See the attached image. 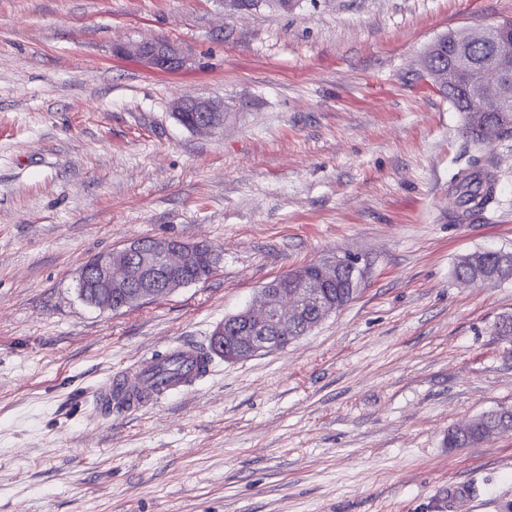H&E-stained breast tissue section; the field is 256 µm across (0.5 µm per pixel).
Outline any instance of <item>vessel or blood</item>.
I'll list each match as a JSON object with an SVG mask.
<instances>
[{"label": "vessel or blood", "instance_id": "vessel-or-blood-1", "mask_svg": "<svg viewBox=\"0 0 512 512\" xmlns=\"http://www.w3.org/2000/svg\"><path fill=\"white\" fill-rule=\"evenodd\" d=\"M179 362L181 373L168 377L163 373L166 360ZM208 361L202 347L181 343L138 359L132 371L114 376L101 384L96 400L102 411L134 412L153 402L183 393L207 374Z\"/></svg>", "mask_w": 512, "mask_h": 512}]
</instances>
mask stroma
Here are the masks:
<instances>
[{"label": "stroma", "mask_w": 512, "mask_h": 512, "mask_svg": "<svg viewBox=\"0 0 512 512\" xmlns=\"http://www.w3.org/2000/svg\"><path fill=\"white\" fill-rule=\"evenodd\" d=\"M512 0H0V512H512V433L449 430L512 406V282L457 259L512 251V138L476 144L420 77L448 31ZM179 44L165 73L120 57ZM177 96L224 101L196 134ZM496 179L459 219L461 173ZM207 243L205 281L117 312L77 293L93 255ZM358 257L357 297L287 348L146 409L92 392L142 356L207 345L267 282ZM118 52L136 57L159 70H175L184 63L179 47L167 40L132 43L120 47ZM454 275L461 280L485 279V281L465 280V282H481L484 284L512 280V253L493 250L469 253L457 261L454 267Z\"/></svg>", "instance_id": "obj_1"}]
</instances>
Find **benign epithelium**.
Returning <instances> with one entry per match:
<instances>
[{"mask_svg":"<svg viewBox=\"0 0 512 512\" xmlns=\"http://www.w3.org/2000/svg\"><path fill=\"white\" fill-rule=\"evenodd\" d=\"M512 29V19L496 25L461 29L448 33L452 43L492 44L498 52L501 69L512 71V40L505 33ZM433 41L425 50L421 63L435 84L453 90L480 103L482 112H501L512 100V90L491 80L486 73L467 75L458 81L456 68L437 69L430 64ZM119 53L136 57L159 70H175L184 63L177 45L167 40L140 42L120 47ZM172 115L191 132H214L224 127V102L202 97H180L171 104ZM201 244H186L174 239H148L118 250L97 254L79 270L80 279L91 278L96 288L92 306L103 311L114 309V299L121 295L124 304L136 305L155 300L189 285L183 270L191 263ZM318 280H312L302 269L291 270L261 288L258 307L247 306L224 318L214 332V338L224 348V360L239 362L259 352L282 348L295 340L288 335L294 326L310 324V310L316 308L318 319L338 311L329 301L316 299L314 289L337 281L343 268L357 272L358 260L338 259L332 264L318 263Z\"/></svg>","mask_w":512,"mask_h":512,"instance_id":"7a95c632","label":"benign epithelium"}]
</instances>
